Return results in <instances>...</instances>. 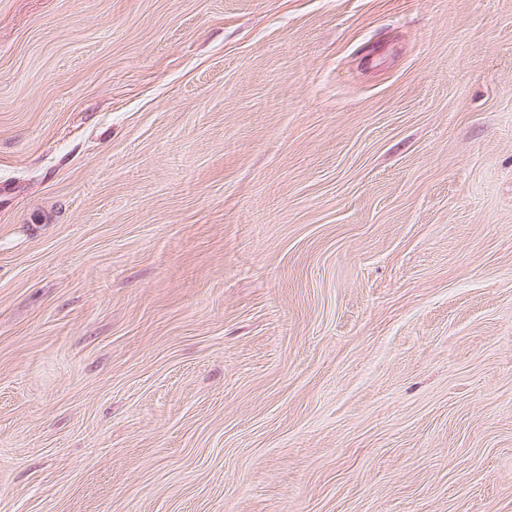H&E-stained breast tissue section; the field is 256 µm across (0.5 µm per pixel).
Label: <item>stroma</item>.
<instances>
[{
  "label": "stroma",
  "instance_id": "obj_1",
  "mask_svg": "<svg viewBox=\"0 0 512 512\" xmlns=\"http://www.w3.org/2000/svg\"><path fill=\"white\" fill-rule=\"evenodd\" d=\"M0 512H512V0H0Z\"/></svg>",
  "mask_w": 512,
  "mask_h": 512
}]
</instances>
